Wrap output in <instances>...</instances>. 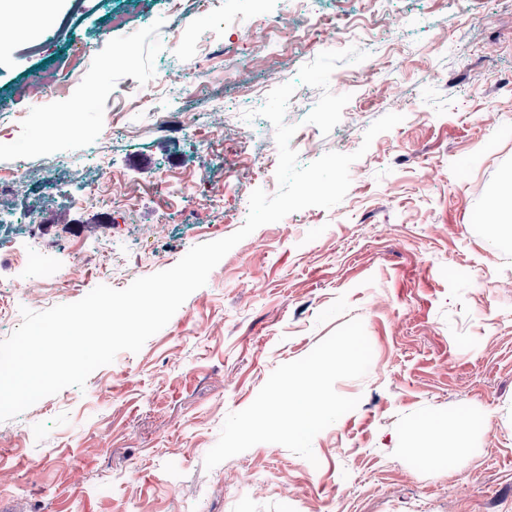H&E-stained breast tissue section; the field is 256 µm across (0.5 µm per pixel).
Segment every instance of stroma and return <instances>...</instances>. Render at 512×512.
<instances>
[{"label":"stroma","mask_w":512,"mask_h":512,"mask_svg":"<svg viewBox=\"0 0 512 512\" xmlns=\"http://www.w3.org/2000/svg\"><path fill=\"white\" fill-rule=\"evenodd\" d=\"M17 9L0 34V170L21 159L27 175L0 193V340L22 309L126 288L235 233L251 192L278 188L258 110L281 81L303 165L403 120L351 165L341 203L260 226L139 352L0 422V512H512V228L483 222L512 194V0H267L290 31L274 55L244 35L248 0ZM73 44L80 76L15 99ZM76 138L131 208L86 199L93 164L51 178ZM75 241L106 266L72 279ZM13 243L44 269L19 274ZM21 275L42 303L13 289ZM354 318L371 365L336 383L360 403L316 435V462L261 443L206 469L227 415ZM426 419L449 426L448 466L414 432Z\"/></svg>","instance_id":"stroma-1"}]
</instances>
